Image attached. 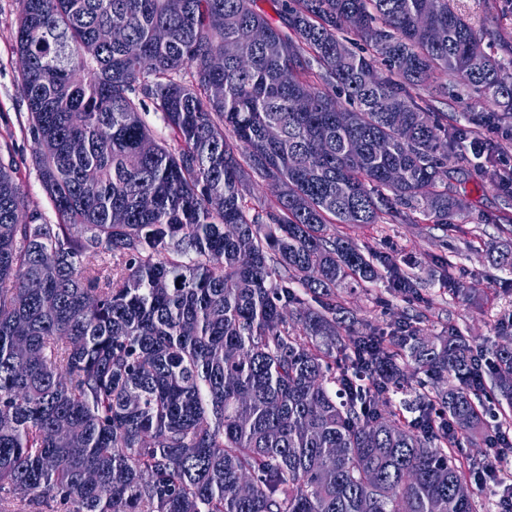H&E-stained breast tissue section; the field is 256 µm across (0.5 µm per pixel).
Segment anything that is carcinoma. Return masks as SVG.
Returning <instances> with one entry per match:
<instances>
[{"instance_id":"obj_1","label":"carcinoma","mask_w":512,"mask_h":512,"mask_svg":"<svg viewBox=\"0 0 512 512\" xmlns=\"http://www.w3.org/2000/svg\"><path fill=\"white\" fill-rule=\"evenodd\" d=\"M270 3L19 0L56 223L1 161L0 512H478L457 489L512 452V345L355 328L337 289L423 284L327 233L460 212L448 163L512 128V60L459 0ZM442 77L495 110L449 122Z\"/></svg>"}]
</instances>
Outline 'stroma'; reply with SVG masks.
<instances>
[{"label": "stroma", "instance_id": "1", "mask_svg": "<svg viewBox=\"0 0 512 512\" xmlns=\"http://www.w3.org/2000/svg\"><path fill=\"white\" fill-rule=\"evenodd\" d=\"M460 3L486 32L485 47L502 59H512V0H496L492 6L487 0ZM18 16V0H0V155L14 156L30 209L52 223L56 216L37 176L20 63L13 50ZM481 140L495 162L481 167L455 163L448 189L463 197L466 207L450 226L427 223L415 212L406 221L361 227L332 224L328 231L378 256L402 258V270L422 280L429 300L420 323L424 332L435 334L455 325L488 354L512 339V273L496 261L500 253H512V231L506 223L512 217V195L504 194L493 179L494 169L512 171V140L493 125L483 128ZM451 276L467 289V296L449 294ZM345 299L358 317L384 328L413 310L387 279L348 292Z\"/></svg>", "mask_w": 512, "mask_h": 512}]
</instances>
